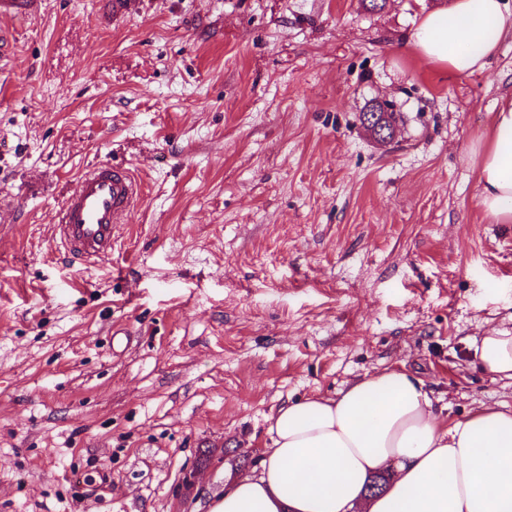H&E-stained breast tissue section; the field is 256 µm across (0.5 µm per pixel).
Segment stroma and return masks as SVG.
Segmentation results:
<instances>
[{"label":"stroma","mask_w":512,"mask_h":512,"mask_svg":"<svg viewBox=\"0 0 512 512\" xmlns=\"http://www.w3.org/2000/svg\"><path fill=\"white\" fill-rule=\"evenodd\" d=\"M447 5L0 16V512H209L259 473L280 407L384 369L450 421L512 406L469 344L512 324V224L480 210L470 160L512 96V37L448 78L406 47ZM377 100L400 118L386 146L359 122ZM102 162L142 196L111 255L74 265L51 218Z\"/></svg>","instance_id":"obj_1"}]
</instances>
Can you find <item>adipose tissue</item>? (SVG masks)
Instances as JSON below:
<instances>
[{"label":"adipose tissue","mask_w":512,"mask_h":512,"mask_svg":"<svg viewBox=\"0 0 512 512\" xmlns=\"http://www.w3.org/2000/svg\"><path fill=\"white\" fill-rule=\"evenodd\" d=\"M508 35L507 0H451L420 19L407 45L454 78L484 70ZM471 160L480 209L511 224L512 99L493 112ZM471 350L492 379L512 380V327L473 337ZM271 430L260 474L225 485L210 512H512V408L484 404L446 421L404 371L281 407ZM384 471L385 488L369 495L367 484Z\"/></svg>","instance_id":"adipose-tissue-1"}]
</instances>
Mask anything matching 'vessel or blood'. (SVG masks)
Segmentation results:
<instances>
[{"instance_id":"1","label":"vessel or blood","mask_w":512,"mask_h":512,"mask_svg":"<svg viewBox=\"0 0 512 512\" xmlns=\"http://www.w3.org/2000/svg\"><path fill=\"white\" fill-rule=\"evenodd\" d=\"M138 198L139 187L122 166L102 164L82 175L54 215L70 260L87 263L111 253L118 221Z\"/></svg>"}]
</instances>
